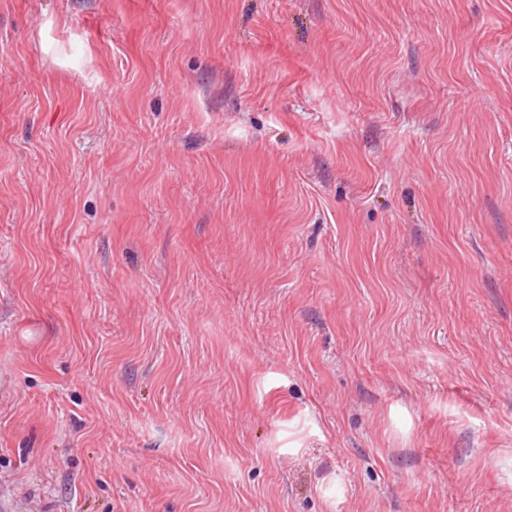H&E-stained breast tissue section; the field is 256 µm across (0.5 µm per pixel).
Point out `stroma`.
Wrapping results in <instances>:
<instances>
[{"label":"stroma","instance_id":"35a3bbf8","mask_svg":"<svg viewBox=\"0 0 512 512\" xmlns=\"http://www.w3.org/2000/svg\"><path fill=\"white\" fill-rule=\"evenodd\" d=\"M512 512V0H0V512Z\"/></svg>","mask_w":512,"mask_h":512}]
</instances>
